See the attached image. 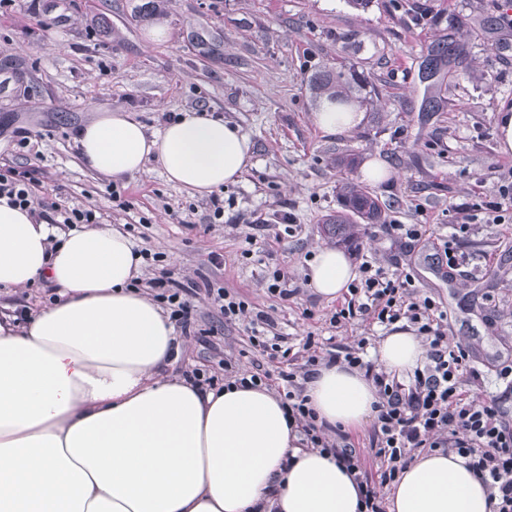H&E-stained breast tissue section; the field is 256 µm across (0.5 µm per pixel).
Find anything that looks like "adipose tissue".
Listing matches in <instances>:
<instances>
[{"mask_svg": "<svg viewBox=\"0 0 512 512\" xmlns=\"http://www.w3.org/2000/svg\"><path fill=\"white\" fill-rule=\"evenodd\" d=\"M84 165L112 179L147 161L201 195L239 180L252 159L238 127L196 112L161 131L119 110L78 132ZM46 220L0 198V288L47 282L57 298L24 325L0 321V512H359L357 483L320 450L302 449L279 396L266 388L204 389L165 375L179 340L157 304L133 287L143 263L122 230L74 229L50 247ZM319 296L356 276L319 249L308 264ZM413 330L371 355L403 376L423 364ZM319 420L345 430L375 416L362 371L320 366L305 383ZM388 512H493L481 480L455 453L415 456Z\"/></svg>", "mask_w": 512, "mask_h": 512, "instance_id": "1", "label": "adipose tissue"}]
</instances>
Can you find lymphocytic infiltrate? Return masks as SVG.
<instances>
[{
    "mask_svg": "<svg viewBox=\"0 0 512 512\" xmlns=\"http://www.w3.org/2000/svg\"><path fill=\"white\" fill-rule=\"evenodd\" d=\"M37 187L32 170L0 166V196L7 197L11 204L28 210L35 218L66 228L96 223L95 213L87 209L57 206L46 210ZM358 273L330 323L339 328L361 319L385 327L402 321L414 326L428 345V360L414 370L408 382H401L375 362L364 360V347L360 344L333 343L321 354L309 340L293 353L257 335L250 338L253 346L267 352V361L288 363L289 371L273 377L266 362L260 361L243 371L236 361L227 357L219 362L221 375L195 369L190 373L191 379L210 386L225 379L243 386L276 388L307 446L330 453L354 473L360 488V512H385L380 487L394 482L413 460L415 452L437 448L466 459L494 500V512H512V362H503L496 370L497 377L506 383L500 394L481 402L471 400L464 385L479 383L481 374L471 366L468 349L449 345L447 312L432 298L418 296L413 291L410 274L395 275L368 260L360 264ZM145 288L153 301L168 309L171 322L185 336L205 337L218 332L214 325L197 326L192 302L198 293H205L225 322L239 321L248 311L243 299L221 286L210 285L201 291L195 281L162 276L146 280ZM323 359L347 369L361 370L373 383L377 400L371 451L376 470L367 469L360 451L349 444L345 434L330 433L328 426L317 424L314 412L307 405L302 381Z\"/></svg>",
    "mask_w": 512,
    "mask_h": 512,
    "instance_id": "1",
    "label": "lymphocytic infiltrate"
}]
</instances>
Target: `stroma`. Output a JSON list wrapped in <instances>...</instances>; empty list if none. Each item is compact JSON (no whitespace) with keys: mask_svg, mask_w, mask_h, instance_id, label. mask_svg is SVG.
I'll list each match as a JSON object with an SVG mask.
<instances>
[{"mask_svg":"<svg viewBox=\"0 0 512 512\" xmlns=\"http://www.w3.org/2000/svg\"><path fill=\"white\" fill-rule=\"evenodd\" d=\"M512 0H59L37 19L27 0L0 12V126L27 128L31 149L16 150L0 135V164L34 169L39 193L50 201L100 213L101 223L131 224L136 245L166 255L177 280L218 281L236 292L252 313L270 316L297 347L333 336L355 345L377 342L385 329L355 322L334 328L335 301L314 294L306 271L319 248L337 243L326 227L347 215L341 180L361 181L381 206L384 224H359L373 262L393 273L411 270L420 295L447 308L449 345L468 348L483 373L471 392L484 400L498 391L494 365L512 358V233L487 221L486 207L509 206L500 175L512 152L499 149L497 114L512 105ZM165 20L168 41L146 43L144 32ZM452 42L455 52L424 79L430 46ZM343 73L350 103L364 119L352 130L329 134L313 121L321 99L315 78ZM438 109L427 112L426 97ZM118 109L147 132L163 128L165 115L204 111L237 125L253 147L239 182L218 190L224 221L207 220L209 197L188 194L165 179L155 162L120 180L129 211L109 198L108 178L87 169L75 137L101 111ZM384 161L386 179H365L340 166ZM479 208L463 248L465 271L437 263L434 245L461 216L460 203ZM298 225L286 235L274 212ZM266 227L253 229L256 217ZM423 224L420 242L395 241L385 224ZM256 243L246 246V234ZM223 257L221 268L210 263ZM281 269L293 294L267 291L265 271ZM250 328H225L212 345L180 336L172 371L202 367L213 355L251 366Z\"/></svg>","mask_w":512,"mask_h":512,"instance_id":"1","label":"stroma"}]
</instances>
